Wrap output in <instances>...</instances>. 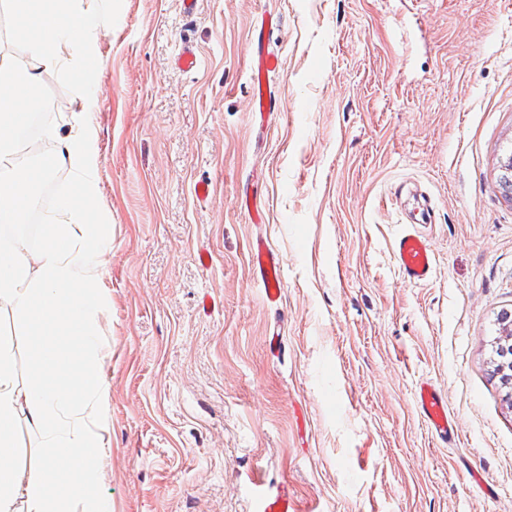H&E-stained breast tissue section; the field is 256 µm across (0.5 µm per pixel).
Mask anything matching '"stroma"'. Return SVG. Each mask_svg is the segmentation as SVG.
I'll use <instances>...</instances> for the list:
<instances>
[{"instance_id": "1", "label": "stroma", "mask_w": 512, "mask_h": 512, "mask_svg": "<svg viewBox=\"0 0 512 512\" xmlns=\"http://www.w3.org/2000/svg\"><path fill=\"white\" fill-rule=\"evenodd\" d=\"M268 13L262 118L249 39ZM97 56L112 512H255L277 488L295 512H512L493 373L512 311V0H198L190 17L122 0ZM407 230L435 256L426 282L393 262ZM258 237L282 260L274 306ZM423 381L451 443L416 406ZM249 250L252 255L250 266L254 278L264 288L267 301L277 303L281 297L282 263L279 257L262 238L252 240ZM416 400L419 411L428 423L433 435L442 441L454 435V420L448 415V404L443 394L431 383L419 384Z\"/></svg>"}]
</instances>
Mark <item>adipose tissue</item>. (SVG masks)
Returning <instances> with one entry per match:
<instances>
[{
  "label": "adipose tissue",
  "mask_w": 512,
  "mask_h": 512,
  "mask_svg": "<svg viewBox=\"0 0 512 512\" xmlns=\"http://www.w3.org/2000/svg\"><path fill=\"white\" fill-rule=\"evenodd\" d=\"M48 134L77 192L58 200L38 252L23 234L0 233V310L12 335L32 344L34 369L32 383L18 386L13 352L0 344V512H112L97 491L109 396L98 284L110 247L94 217L96 133L84 110L68 133ZM23 419L40 448L25 469L15 455Z\"/></svg>",
  "instance_id": "1"
}]
</instances>
